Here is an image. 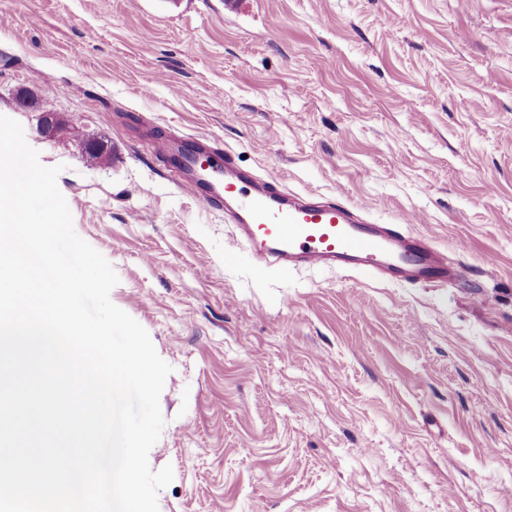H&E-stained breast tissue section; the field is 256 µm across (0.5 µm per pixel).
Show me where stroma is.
<instances>
[{
  "instance_id": "35a3bbf8",
  "label": "stroma",
  "mask_w": 512,
  "mask_h": 512,
  "mask_svg": "<svg viewBox=\"0 0 512 512\" xmlns=\"http://www.w3.org/2000/svg\"><path fill=\"white\" fill-rule=\"evenodd\" d=\"M0 115L172 368L159 512H512V0H0ZM159 134L406 224L460 277L256 270Z\"/></svg>"
}]
</instances>
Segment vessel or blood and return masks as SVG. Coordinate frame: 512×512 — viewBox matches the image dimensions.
<instances>
[{
  "instance_id": "vessel-or-blood-1",
  "label": "vessel or blood",
  "mask_w": 512,
  "mask_h": 512,
  "mask_svg": "<svg viewBox=\"0 0 512 512\" xmlns=\"http://www.w3.org/2000/svg\"><path fill=\"white\" fill-rule=\"evenodd\" d=\"M153 147L159 155H173L185 181L200 182L204 203L235 205L234 244L250 252L256 267H329L384 282L431 286L455 283L459 276L446 252L424 236L397 224L370 223L338 202L288 192L279 181L255 182L239 173L231 153L208 135L189 138L176 154L162 137Z\"/></svg>"
}]
</instances>
